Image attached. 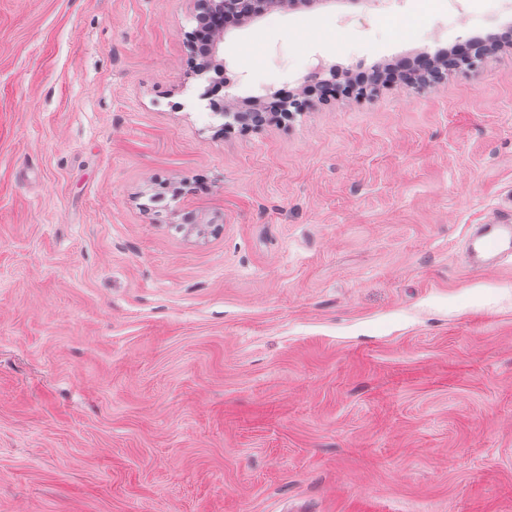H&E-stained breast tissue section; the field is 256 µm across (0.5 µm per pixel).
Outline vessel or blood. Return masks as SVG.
Returning a JSON list of instances; mask_svg holds the SVG:
<instances>
[{
  "label": "vessel or blood",
  "instance_id": "obj_1",
  "mask_svg": "<svg viewBox=\"0 0 512 512\" xmlns=\"http://www.w3.org/2000/svg\"><path fill=\"white\" fill-rule=\"evenodd\" d=\"M465 255L468 267L473 270L512 261V214H498L487 223L470 225Z\"/></svg>",
  "mask_w": 512,
  "mask_h": 512
}]
</instances>
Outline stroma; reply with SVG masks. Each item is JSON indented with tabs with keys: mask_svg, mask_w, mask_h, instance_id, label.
<instances>
[{
	"mask_svg": "<svg viewBox=\"0 0 512 512\" xmlns=\"http://www.w3.org/2000/svg\"><path fill=\"white\" fill-rule=\"evenodd\" d=\"M195 10L0 0V512H512V265L460 258L512 210V45L225 133ZM509 26L332 0L230 29L224 78L245 105ZM485 55L482 53H477L475 55H465L460 57H446L442 62L441 66L445 73H464L468 74L473 71H477L481 68L482 64L485 60ZM441 72L437 71V78L435 81L429 80H420L421 83H424L425 86L430 85L431 83L440 81L444 78L445 73L439 75ZM424 86V87H425Z\"/></svg>",
	"mask_w": 512,
	"mask_h": 512,
	"instance_id": "1",
	"label": "stroma"
}]
</instances>
